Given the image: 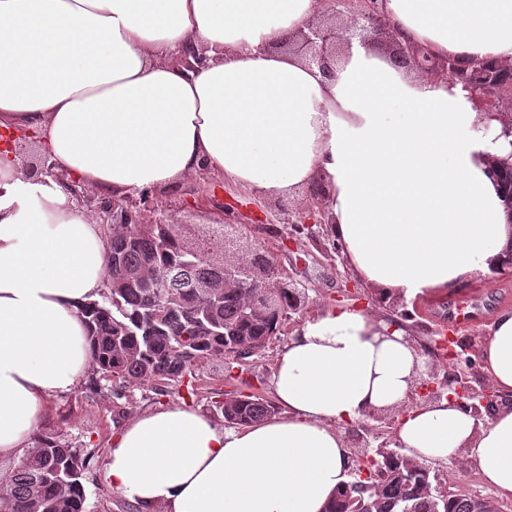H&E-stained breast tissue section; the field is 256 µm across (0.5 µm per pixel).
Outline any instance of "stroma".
Listing matches in <instances>:
<instances>
[{"mask_svg":"<svg viewBox=\"0 0 512 512\" xmlns=\"http://www.w3.org/2000/svg\"><path fill=\"white\" fill-rule=\"evenodd\" d=\"M154 203L145 214L147 221H165L180 225L184 240L203 235L215 222L208 205L217 200L239 230L237 242L226 249L227 259L247 255L255 245L273 253L284 272L306 284L307 302L300 312L283 324L274 339L261 354L251 358L234 384L225 381L221 364L205 363L195 372V395H188L185 383H149L137 386L125 397L116 399L107 393H96L87 384H80L69 393L49 400V411L39 427L61 436L92 460L85 474L87 512H139L138 508L120 495L111 493L103 479V464L113 435L135 414L171 403L182 402L208 415H215L216 406L223 402L226 388L234 392L272 398L269 376L277 353L290 336L312 316L321 305L336 303V291L326 279L328 268L320 250L306 233L293 232L282 221L283 210L293 216H305L309 208L306 191L280 198H263L243 191L232 183L212 175H201L175 188L151 192ZM463 289L438 291L402 305L379 303L372 288L359 284L346 305L360 307L381 319H400L419 355L434 362L432 352L438 337L442 305L457 301Z\"/></svg>","mask_w":512,"mask_h":512,"instance_id":"1","label":"stroma"}]
</instances>
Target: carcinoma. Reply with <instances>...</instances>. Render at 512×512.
Here are the masks:
<instances>
[{
  "label": "carcinoma",
  "mask_w": 512,
  "mask_h": 512,
  "mask_svg": "<svg viewBox=\"0 0 512 512\" xmlns=\"http://www.w3.org/2000/svg\"><path fill=\"white\" fill-rule=\"evenodd\" d=\"M218 239L187 245L177 224H114L108 234L106 288L83 309L91 333L90 388L120 399L147 382H182L208 361L235 369L261 353L281 332L288 292L272 309L256 307L255 288L215 290L201 284L224 277L211 252ZM142 278L127 281L124 272ZM224 421L244 426L274 414L257 396H233L218 405ZM87 458L49 431H39L18 462L0 473L7 512H84ZM489 495L443 493L431 473L406 452L388 454L363 479L337 490L325 512H499Z\"/></svg>",
  "instance_id": "1"
}]
</instances>
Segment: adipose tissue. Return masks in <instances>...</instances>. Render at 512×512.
<instances>
[{
	"instance_id": "1",
	"label": "adipose tissue",
	"mask_w": 512,
	"mask_h": 512,
	"mask_svg": "<svg viewBox=\"0 0 512 512\" xmlns=\"http://www.w3.org/2000/svg\"><path fill=\"white\" fill-rule=\"evenodd\" d=\"M378 8L434 60L512 67V0ZM329 13L328 0H0V132H34L63 175H25L0 143V458L27 448L47 398L89 368L81 309L105 286L108 244L70 185L111 199L205 170L279 197L321 180L350 268L380 301L499 279L512 248L502 122L447 71L398 65L347 26L335 78L280 50ZM185 47L207 64H175ZM488 329L483 369L512 396V309ZM423 366L404 328L322 308L277 355L283 415L237 427L178 403L136 415L112 440L106 484L141 512H323L349 480L341 425L396 409L397 447L474 468L511 498L512 405L481 420L446 399L409 405Z\"/></svg>"
}]
</instances>
